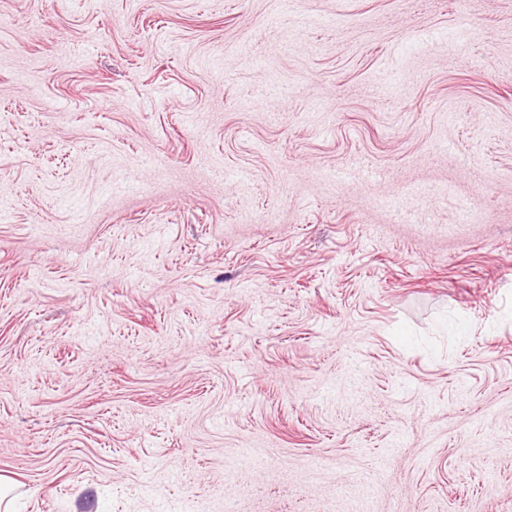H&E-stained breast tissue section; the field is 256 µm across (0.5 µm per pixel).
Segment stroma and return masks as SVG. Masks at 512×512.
I'll use <instances>...</instances> for the list:
<instances>
[{
	"label": "stroma",
	"mask_w": 512,
	"mask_h": 512,
	"mask_svg": "<svg viewBox=\"0 0 512 512\" xmlns=\"http://www.w3.org/2000/svg\"><path fill=\"white\" fill-rule=\"evenodd\" d=\"M0 0L11 512H512V0Z\"/></svg>",
	"instance_id": "1"
}]
</instances>
